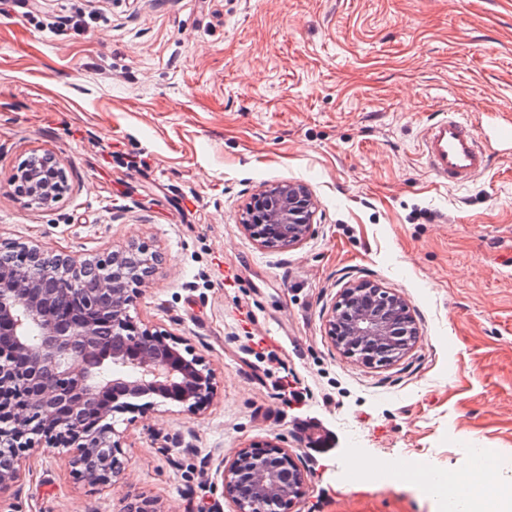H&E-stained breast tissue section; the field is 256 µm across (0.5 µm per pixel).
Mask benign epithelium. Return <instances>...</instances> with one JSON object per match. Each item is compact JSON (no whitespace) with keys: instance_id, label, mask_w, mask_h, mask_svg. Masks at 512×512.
<instances>
[{"instance_id":"1","label":"benign epithelium","mask_w":512,"mask_h":512,"mask_svg":"<svg viewBox=\"0 0 512 512\" xmlns=\"http://www.w3.org/2000/svg\"><path fill=\"white\" fill-rule=\"evenodd\" d=\"M64 180L51 156L14 177L43 206L57 202ZM314 213L307 186L286 182L253 197L244 226L263 245L285 237L289 247L311 233ZM118 258L78 263L33 244L22 247V264L0 261V494L20 478L21 449L42 438L66 448L86 481L105 483L125 468L106 416L143 397L194 411L213 395V373L182 355L180 339L141 330L129 314L133 287L156 273L157 257L132 286L113 276ZM329 331L345 355L379 366L418 336L404 296L362 283L343 288ZM221 478L236 512H285L303 485L300 467L275 442L239 450Z\"/></svg>"}]
</instances>
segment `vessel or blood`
Returning a JSON list of instances; mask_svg holds the SVG:
<instances>
[{"label": "vessel or blood", "mask_w": 512, "mask_h": 512, "mask_svg": "<svg viewBox=\"0 0 512 512\" xmlns=\"http://www.w3.org/2000/svg\"><path fill=\"white\" fill-rule=\"evenodd\" d=\"M423 154L432 173L450 184H462L488 167L481 129L474 120L448 114L430 125Z\"/></svg>", "instance_id": "vessel-or-blood-1"}]
</instances>
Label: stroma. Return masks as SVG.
I'll use <instances>...</instances> for the list:
<instances>
[{"mask_svg": "<svg viewBox=\"0 0 512 512\" xmlns=\"http://www.w3.org/2000/svg\"><path fill=\"white\" fill-rule=\"evenodd\" d=\"M480 119L488 169L427 168L443 110ZM512 0H106L86 28L0 14V244L76 261L136 244L163 255L130 313L215 373L201 410L112 414L126 469L79 479L30 448L0 512H235L221 473L278 440L304 474L290 512H441L414 486L349 479L352 455L456 474L512 457ZM60 162V199L15 195L31 157ZM143 167H132L135 159ZM310 190L313 233L265 248L252 196ZM367 281L408 301L419 340L383 367L345 357L327 320ZM300 401L280 395L283 374Z\"/></svg>", "mask_w": 512, "mask_h": 512, "instance_id": "1", "label": "stroma"}]
</instances>
